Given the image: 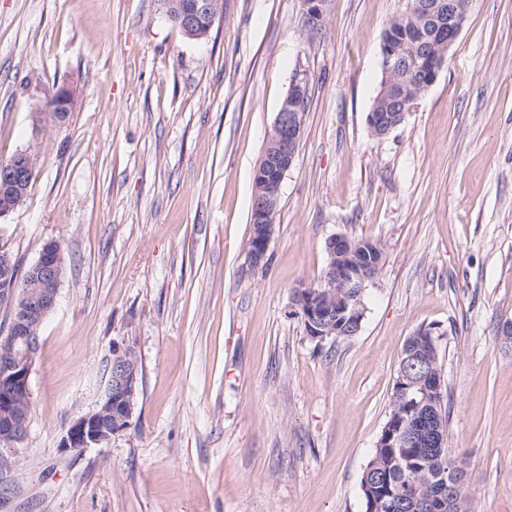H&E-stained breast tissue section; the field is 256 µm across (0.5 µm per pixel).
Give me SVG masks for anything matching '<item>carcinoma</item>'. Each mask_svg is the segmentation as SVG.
Returning <instances> with one entry per match:
<instances>
[{"label": "carcinoma", "instance_id": "obj_1", "mask_svg": "<svg viewBox=\"0 0 512 512\" xmlns=\"http://www.w3.org/2000/svg\"><path fill=\"white\" fill-rule=\"evenodd\" d=\"M381 42L387 49L401 50L410 59L418 58L420 63L418 68L381 76L371 109L398 112L401 102L424 94L427 60L421 58L422 49L433 54L445 50V46L431 40L408 10L388 24ZM342 303L341 299L332 303L336 307V341L360 330V325L342 311ZM401 360L407 361V380L394 383L388 420L360 479L365 512H468L469 464L448 450L444 393L427 383L409 386V381L421 379L429 370L439 372L437 338L428 329L417 331L407 338ZM403 422L413 435V442L405 446L391 439Z\"/></svg>", "mask_w": 512, "mask_h": 512}]
</instances>
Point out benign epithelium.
Listing matches in <instances>:
<instances>
[{
	"instance_id": "1",
	"label": "benign epithelium",
	"mask_w": 512,
	"mask_h": 512,
	"mask_svg": "<svg viewBox=\"0 0 512 512\" xmlns=\"http://www.w3.org/2000/svg\"><path fill=\"white\" fill-rule=\"evenodd\" d=\"M176 27L197 40L208 36L220 12L215 0H166ZM470 0H423L418 5V16L426 26L444 37L452 46L458 38ZM307 81L297 80L281 105L271 133L275 150L256 169L254 189L261 194L253 229V245L246 248V260L252 268L263 262L274 232L273 209L280 193L285 173L295 161L303 131L300 102ZM407 112L392 116L379 112L369 113V128L386 126L405 120ZM35 172L33 153L26 149L14 154L9 169L0 174V216L23 203L27 183ZM354 257L336 266L337 252ZM328 265L331 270L322 293V301L309 295L292 299L294 313L301 318L308 335L322 339L334 333L330 321L329 301L336 297V288H352L347 298L353 305L352 314L364 315L360 295L376 274L369 268L380 267L383 254L369 242L353 243L346 236H333L327 242ZM64 257L55 242L46 243L37 260L24 274L12 254L0 247V281L7 285L5 296L11 301V320L8 328L10 349L0 355V443L16 446L23 442L27 432L30 405V374L39 346V333L47 316L55 309L64 278ZM109 378L104 396L92 411L73 420L63 435L60 448L64 451L102 447L112 436L126 431L132 424L138 387V363L134 347L130 344L112 351Z\"/></svg>"
}]
</instances>
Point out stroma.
Here are the masks:
<instances>
[{
	"mask_svg": "<svg viewBox=\"0 0 512 512\" xmlns=\"http://www.w3.org/2000/svg\"><path fill=\"white\" fill-rule=\"evenodd\" d=\"M408 0H224L190 40L158 0H0V161L37 154L0 245L57 242L27 435L0 512H365L361 474L405 340L438 336L448 448L473 512H512V0H474L436 82L373 136L380 41ZM309 105L275 233L246 260L253 170L298 79ZM72 92L66 120L47 103ZM384 248L353 337L307 336L292 293L326 243ZM141 367L131 427L61 453L113 349Z\"/></svg>",
	"mask_w": 512,
	"mask_h": 512,
	"instance_id": "1",
	"label": "stroma"
}]
</instances>
